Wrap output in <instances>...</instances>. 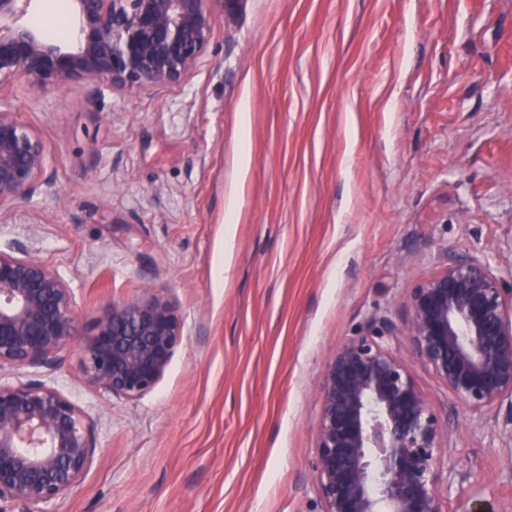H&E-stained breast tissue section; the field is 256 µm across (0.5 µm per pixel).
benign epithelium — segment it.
<instances>
[{
  "instance_id": "1",
  "label": "benign epithelium",
  "mask_w": 512,
  "mask_h": 512,
  "mask_svg": "<svg viewBox=\"0 0 512 512\" xmlns=\"http://www.w3.org/2000/svg\"><path fill=\"white\" fill-rule=\"evenodd\" d=\"M32 0H0V85L82 82L160 93L188 77L213 35V10L242 0H71L75 36L61 45L20 23ZM46 145L0 103V205L51 185ZM393 352L380 331L346 339L319 384L314 469L322 512H472L467 477L440 466L445 425L416 386L419 362L477 419L509 401L512 427V285L477 255L455 258L409 289ZM182 341L163 297L114 298L79 338L75 299L59 273L24 250H0V369H53L73 347L92 387L137 401L151 392ZM95 450L80 408L40 381L0 383V512H56Z\"/></svg>"
}]
</instances>
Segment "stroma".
<instances>
[{"mask_svg":"<svg viewBox=\"0 0 512 512\" xmlns=\"http://www.w3.org/2000/svg\"><path fill=\"white\" fill-rule=\"evenodd\" d=\"M47 146L52 191L0 205L71 288L78 332L115 298L161 295L182 342L155 389L110 397L68 350L34 374L95 450L57 512H319V383L372 318L476 254L512 275V0H242L214 10L188 78L162 95L0 86ZM232 255H225V246ZM442 459L512 502L502 410L474 421L427 368Z\"/></svg>","mask_w":512,"mask_h":512,"instance_id":"35a3bbf8","label":"stroma"}]
</instances>
